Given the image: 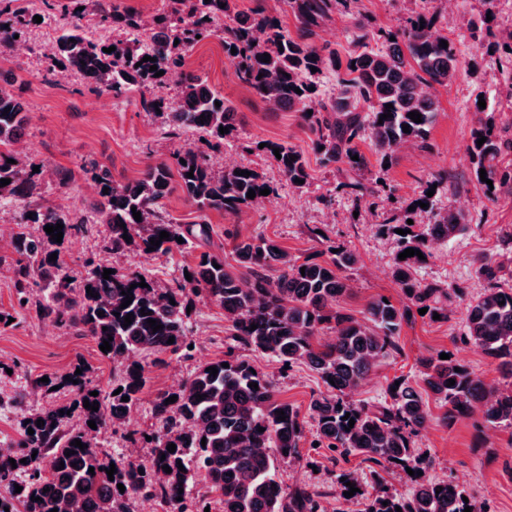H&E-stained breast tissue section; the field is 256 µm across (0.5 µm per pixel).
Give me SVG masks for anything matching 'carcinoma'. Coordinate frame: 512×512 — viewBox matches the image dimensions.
Segmentation results:
<instances>
[{
	"instance_id": "carcinoma-1",
	"label": "carcinoma",
	"mask_w": 512,
	"mask_h": 512,
	"mask_svg": "<svg viewBox=\"0 0 512 512\" xmlns=\"http://www.w3.org/2000/svg\"><path fill=\"white\" fill-rule=\"evenodd\" d=\"M16 0H0V54L9 53L17 42H26L33 17L42 22L55 17V0H26L21 9ZM299 24L296 37L269 11L267 0H256L249 13L236 11L235 0H167L165 16L147 27L140 16L130 10L111 6L110 0H69L72 12L68 26L55 37L47 74L75 71L92 89L114 97L139 95L144 112L162 118L163 135L181 139L189 132L199 134L213 150L236 132L235 107L212 89L200 75L186 68L189 53L199 43L220 39L224 56L234 68L238 80L273 110L301 113V119L313 135L314 151L321 160L343 162L349 166L347 181L339 188L349 189L361 197L376 198L385 185L363 182L368 167L359 142L369 135L379 165L391 163L396 152L409 142L429 147L428 135L440 104L435 90L446 87L459 69L471 63L457 43L438 28L439 13L431 0L411 10L404 24L380 30L383 47L377 51L356 37L357 49L345 56L336 50L310 42L313 28L329 19L333 12L349 9L351 0H281ZM474 19L468 26L469 39L475 48L487 47L496 55L506 103H512V32L503 33L487 17H496L500 0H475ZM112 25L115 36L107 41L94 37V28ZM448 47H440L441 41ZM115 47L111 53L104 49ZM236 53H231V48ZM270 55L263 62L264 54ZM150 56L155 62H144ZM141 66H136V63ZM164 72L155 76L150 66ZM317 72H311V68ZM331 71L338 74L339 90L321 96L318 75ZM169 74L179 76V91L174 98L158 93ZM301 93H296L294 88ZM221 102L216 106L215 102ZM392 107H387V104ZM9 113H4V110ZM418 112L416 123L408 113ZM391 117L381 121L384 114ZM205 120H200V116ZM409 125L403 132L402 125ZM228 132L222 134L219 127ZM28 115L24 104L9 90L0 87V179L10 183L0 187V206L20 203L19 223L34 224L37 232L18 246L21 258L14 266L18 306L33 309L36 315L58 328L74 329L100 346L108 337L111 350L101 356L119 368L120 377L108 391H98L85 382L82 373L71 370L65 375L49 376V381H35V388L54 395L51 388L61 386L70 394L62 403H53L39 411L28 412L18 420L25 451L0 453V512H130L136 497L157 499L168 512H204L212 496H219L224 512H322V493L308 484L284 487L276 475L275 460H290L300 453L306 421L293 405L277 398L269 379L245 358L229 355L207 363L176 387L161 391L152 405L159 426L139 431L130 440L150 449L149 465L132 460L107 459L91 448L90 440L101 431H111L121 416L139 401L147 384V355L179 354L192 356L193 344L186 322L187 306L193 296H204L224 309L230 336L244 348L270 356L286 365L304 364L315 371L325 386L310 403V417L315 423L318 447L326 448L345 459L359 454L382 470L413 471L428 469V462L415 454L413 437L431 422L446 427L481 409L483 418L494 427H512V386L491 390L470 368L454 358L440 355L422 360L424 371L420 392L401 379L390 383L388 400L374 406L355 404L346 399L374 371L378 362L399 353V339L404 327L415 321L418 310L426 316L440 315L448 320V300L456 297L465 302V329L461 336L483 354L498 360L506 378L512 379V287L501 284L505 263L493 255L477 259L475 275L485 283L476 296L466 287L445 285L418 277V270L429 260L432 245L457 237L467 229L460 212L439 205L440 185L448 176L439 174L426 185L408 207L379 225L380 231L394 236L396 253L408 248L419 250L417 256L394 258V277L402 301L386 303L383 296L371 298L357 318L340 307L349 294L346 272L357 265L358 255L322 237L324 249L304 258L293 257L262 235L240 239L235 244L237 261L249 269L251 280L243 283L228 270L221 252L203 251L198 262L184 266L191 279L181 277L174 286H161L152 277L131 272L108 260L89 257L81 279L66 281L67 255L63 244L51 239L46 226L63 224V238L87 229L89 224L109 228L104 251L112 256L135 245L148 252L149 239L160 240L154 253L168 255L186 247L210 245L212 211L237 215L249 208L254 199L249 190L267 188L270 195L279 184L251 166H234L224 171L213 169L204 152L181 146L171 159L148 167L139 177L116 184L107 170L92 171L98 200L91 214H60L41 202L37 194L39 176L33 168L9 163L11 147L26 135ZM486 137L479 146L477 140ZM236 148L246 154H262L289 185L298 188L295 179L308 180L307 159L282 142H259L238 137ZM281 158H276L274 149ZM469 151L474 160V176L489 198L494 188L512 183V164L503 157L512 152L508 129L492 122L479 124L471 131ZM295 155L297 159L290 160ZM358 160H353V156ZM185 163H180V160ZM251 175L239 176L240 170ZM493 185L481 181L480 170ZM193 177H187L188 172ZM178 175L180 186L195 207L194 220L178 224L161 211L162 200L171 191L172 176ZM435 189V195L427 192ZM108 193H103V190ZM427 208L420 207V203ZM141 213V220L133 211ZM413 220L408 224L407 220ZM125 227H120V224ZM408 234L402 236L396 230ZM166 231L169 237L161 240ZM128 239H123V235ZM183 242H177V239ZM57 259L50 260L51 254ZM275 269L274 278L265 274ZM115 273L104 279L102 273ZM147 283L142 288L139 283ZM137 287L130 288V285ZM93 290L92 297L87 290ZM134 295L132 303L123 292ZM175 304H170V301ZM148 315H141V311ZM104 316H98V312ZM133 314L132 323L124 326V317ZM153 319L162 329L153 331L147 320ZM257 325L251 329V325ZM332 339L323 345L314 339L325 332ZM174 343H168L169 338ZM229 367H224V364ZM218 369L213 376L206 367ZM455 385L448 386L449 380ZM255 382L254 389L249 383ZM119 394H114L117 389ZM441 402L443 412L431 413L422 393ZM173 403H165L171 396ZM204 399L199 400L197 396ZM129 401H122V397ZM99 403L93 411L84 400ZM66 414H60V411ZM285 420H278V412ZM355 420L349 426V419ZM42 419L44 423L36 425ZM95 421L96 428L88 426ZM264 431H258V428ZM34 434H28V429ZM151 440H146V437ZM81 440L86 448L74 446ZM206 444H201V440ZM176 445L175 452L167 446ZM72 451L67 456L65 452ZM17 461L12 467L9 459ZM26 463H21V460ZM115 465L114 480L106 470ZM185 471H180L179 466ZM168 466L167 473L163 467ZM94 473H89V468ZM204 474L206 484L196 488V474ZM339 477L354 484L359 492L350 501L366 500L364 512H491L486 502L463 501L465 492L447 481L415 476L405 493L379 489L373 493L349 472ZM125 491H119L117 484ZM22 491L15 492V486ZM38 500H31V496ZM182 500H176V497ZM388 505H382V502Z\"/></svg>"
}]
</instances>
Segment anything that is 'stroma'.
I'll list each match as a JSON object with an SVG mask.
<instances>
[{
	"mask_svg": "<svg viewBox=\"0 0 512 512\" xmlns=\"http://www.w3.org/2000/svg\"><path fill=\"white\" fill-rule=\"evenodd\" d=\"M410 6V0H358V15L367 21L370 48H380L379 30L397 26ZM354 18L333 13L315 28L313 41L347 54L355 47ZM51 31V26L45 24L31 28L27 53L0 57V86L11 90L26 105L28 132L16 148V157L23 166L33 162L43 165L44 203L66 214L86 212L97 199L96 185L85 171L88 162L107 167L113 182L124 184L148 165L169 159L173 144L163 137L156 119L142 112L135 98L117 99L93 92L73 72L46 77L49 59L41 43ZM187 68L232 101L238 112L239 136L288 144L302 152L309 163V181L296 189L280 183L278 171L262 156L240 153L229 143L222 151L211 153L210 163L215 169H225L227 159L232 158L237 164L262 168L269 179L280 184L276 196L253 203L239 215L210 213L212 241L223 250L226 263L236 262V237L258 234L275 239L294 256H307L321 247L319 239L310 233L316 226L323 235L359 255L358 264L348 274L352 291L341 301V308L357 316L371 297L383 295L399 301L393 265L396 244L393 237L380 232L379 226L415 198L427 178L444 172L448 182L440 203L462 213L468 229L452 240L434 244L421 275L451 287L465 286L473 293L483 289V282L474 274L477 257L504 253L503 242L512 234V187L488 199L473 177L468 152L470 131L479 123L489 120L512 128V109L497 98L499 74L492 57L483 56L478 66L462 68L448 87L437 88L440 110L430 130V148L406 144L390 167L383 169L369 143H361L369 161L365 178L383 177L391 189L390 196L380 198L372 211L340 189V182L347 176L345 163L321 164L311 148L312 134L299 113L270 109L238 80L219 40L198 45L187 60ZM480 95L486 101L481 112L474 108V100ZM60 171L70 173L67 185L56 182ZM327 197L332 200L328 206L323 203ZM34 230V225L16 223L14 209L0 210V310L17 313L12 324L0 325V361L13 367L12 373L0 374V395L25 397L23 407L0 409V443L13 449L23 445L17 428L23 409L46 401L45 396L32 393L35 378L70 371L80 361L89 365L93 386L109 389L117 377L115 366L101 357L90 337L57 328L39 319L34 310H17L13 272L18 257L16 240ZM198 255V250L187 249L167 257L147 256L132 247L113 256L112 261L133 271L148 272L159 283L170 285L180 278L183 266L195 263ZM464 318V306L454 298L448 302L447 321L416 318L401 333V352L385 360L350 393V401L368 405L382 402L388 384L396 378L421 387L422 359L440 351L450 352L488 385H506L497 361L462 341ZM188 323L196 344L193 355L183 358L167 354L162 363L150 367L133 420L103 441L102 454L148 461L149 449L130 448L126 436L153 424L151 409L156 395L228 354L249 360L271 379L279 399L294 405L301 415H308L312 395L324 389L318 375L306 366L286 368L271 357L237 347L229 336L223 309L206 299H194ZM314 438V426H307L299 457L277 462L280 482L286 487L306 483L320 488L323 512H359V504L341 496L336 475L345 470L367 487H374L378 481L370 463L358 455L344 462L336 460L331 453L313 447ZM414 450L427 455L431 462L427 477L454 482L476 500L489 502L493 512H512V474L506 469L507 462H512V430L487 425L477 412L449 428L431 423L415 437Z\"/></svg>",
	"mask_w": 512,
	"mask_h": 512,
	"instance_id": "stroma-1",
	"label": "stroma"
}]
</instances>
